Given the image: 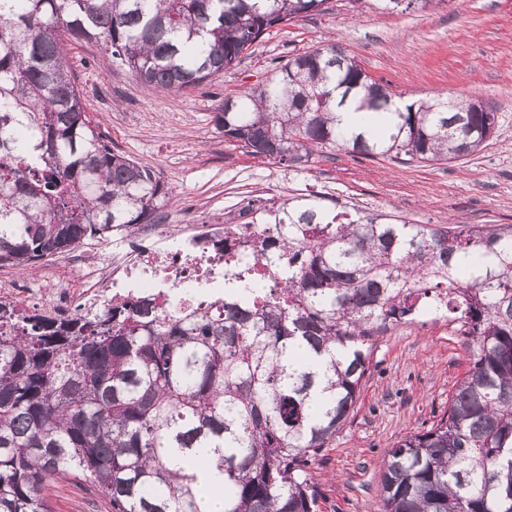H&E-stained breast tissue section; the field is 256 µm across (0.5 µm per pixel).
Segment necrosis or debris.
I'll use <instances>...</instances> for the list:
<instances>
[{
  "instance_id": "obj_1",
  "label": "necrosis or debris",
  "mask_w": 512,
  "mask_h": 512,
  "mask_svg": "<svg viewBox=\"0 0 512 512\" xmlns=\"http://www.w3.org/2000/svg\"><path fill=\"white\" fill-rule=\"evenodd\" d=\"M238 239L241 243L235 267L212 263L202 244L221 235L220 224H188L174 235L164 224L142 225L134 239L117 243L109 254L84 255L78 262V276L51 274L45 283L47 306L60 313L90 309L104 293L122 300L131 294H145L157 304L190 310L204 302L210 284L242 275H264L267 262L255 250L258 242L278 236L280 225L266 217L250 197L238 202ZM110 278H103V269Z\"/></svg>"
}]
</instances>
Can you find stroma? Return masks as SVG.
Masks as SVG:
<instances>
[{
    "mask_svg": "<svg viewBox=\"0 0 512 512\" xmlns=\"http://www.w3.org/2000/svg\"><path fill=\"white\" fill-rule=\"evenodd\" d=\"M337 43L393 98L434 93L483 100L492 136L450 162L362 156L330 146L296 169L226 141L215 116L225 99L265 85L289 57ZM85 110L114 152L151 166L172 202L153 216L180 229L243 192L312 195L340 209L434 226L512 224V0H325L322 11L270 27L220 75L178 92L151 90L101 46H71ZM469 369L465 338L445 320L397 326L380 337L353 412L311 468L315 512H379L384 451L430 426ZM54 512H108L82 487L48 490Z\"/></svg>",
    "mask_w": 512,
    "mask_h": 512,
    "instance_id": "1",
    "label": "stroma"
}]
</instances>
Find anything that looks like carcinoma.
<instances>
[{"mask_svg": "<svg viewBox=\"0 0 512 512\" xmlns=\"http://www.w3.org/2000/svg\"><path fill=\"white\" fill-rule=\"evenodd\" d=\"M325 0H0V266L18 271L86 240L132 236L170 202L85 112L68 42H94L144 86L195 87L270 27ZM358 101L365 131L336 122ZM392 94L338 45L298 54L224 101L217 126L253 156L301 167L339 144L452 161L497 113ZM269 211L285 228L261 285L224 281L215 310L108 301L58 315L0 296V512H53L47 490L90 485L110 512H205L188 469L212 448L224 512H314L312 463L357 402L380 336L444 318L470 368L428 428L383 455L381 512H512V225L356 218L318 197ZM234 228L212 241L234 258Z\"/></svg>", "mask_w": 512, "mask_h": 512, "instance_id": "1", "label": "carcinoma"}]
</instances>
